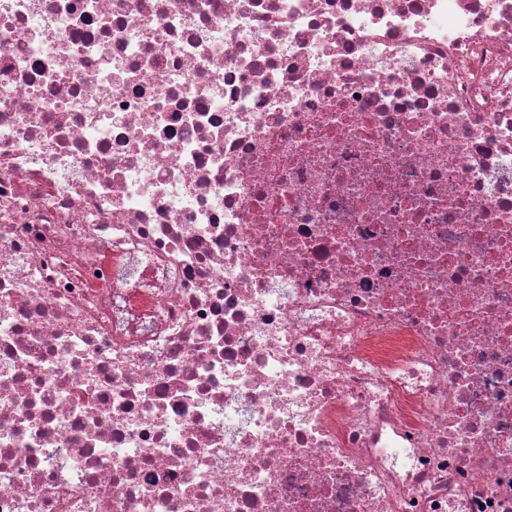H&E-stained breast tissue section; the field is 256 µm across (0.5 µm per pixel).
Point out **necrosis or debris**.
<instances>
[{
  "label": "necrosis or debris",
  "instance_id": "necrosis-or-debris-1",
  "mask_svg": "<svg viewBox=\"0 0 512 512\" xmlns=\"http://www.w3.org/2000/svg\"><path fill=\"white\" fill-rule=\"evenodd\" d=\"M0 512H512V0H0Z\"/></svg>",
  "mask_w": 512,
  "mask_h": 512
}]
</instances>
